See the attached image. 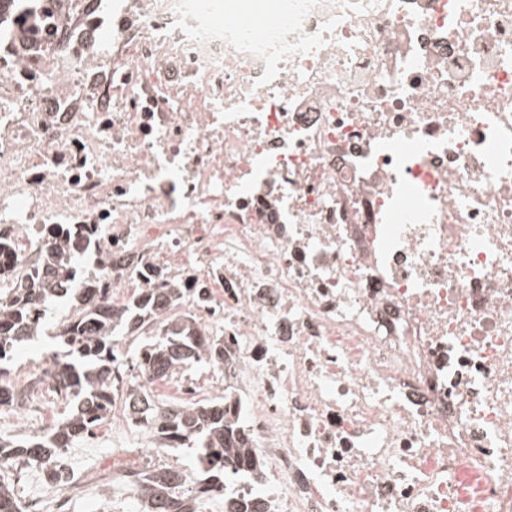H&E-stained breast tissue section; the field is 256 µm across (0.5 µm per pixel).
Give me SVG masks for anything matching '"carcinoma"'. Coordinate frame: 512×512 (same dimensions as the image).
<instances>
[{
	"label": "carcinoma",
	"mask_w": 512,
	"mask_h": 512,
	"mask_svg": "<svg viewBox=\"0 0 512 512\" xmlns=\"http://www.w3.org/2000/svg\"><path fill=\"white\" fill-rule=\"evenodd\" d=\"M57 234L43 245L42 262L57 267L59 272L73 266V260L56 242ZM16 300L0 305V363L10 361L17 345L42 334L43 317H32L31 308L46 304L51 289L33 287L13 289ZM99 288H60L58 293L74 298L72 309L76 324L66 323L62 335L66 354L55 357L36 382L21 389L14 383L0 386V405L25 402L38 384H49L65 393L75 403L73 413L49 432L23 440H0V469L38 468L48 483L59 492L73 484V474L63 462L64 450L87 431L103 422L112 409V376L122 368L113 337L130 336L151 327V341L142 345L136 356L140 370L155 378H166L197 363L212 367L224 362V341L205 339L184 318L180 321L162 318L159 308L173 303L180 295L178 288H144L133 302L112 307L111 301L96 308L84 305L86 295L99 294ZM129 416L148 427L149 434L168 448L193 444L216 451L215 466L196 475L194 486H188L186 473L177 466L150 465L128 476L140 490L144 512H196L197 501L224 481V461L251 471L258 470L259 458L244 440L241 423L224 411V403L199 406L161 408L152 399L132 389L127 396ZM0 512H22L15 485L0 475Z\"/></svg>",
	"instance_id": "1"
}]
</instances>
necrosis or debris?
Masks as SVG:
<instances>
[{
  "mask_svg": "<svg viewBox=\"0 0 512 512\" xmlns=\"http://www.w3.org/2000/svg\"><path fill=\"white\" fill-rule=\"evenodd\" d=\"M0 0V278L50 229L224 340L260 512H512V0ZM190 395L189 379L128 388Z\"/></svg>",
  "mask_w": 512,
  "mask_h": 512,
  "instance_id": "1",
  "label": "necrosis or debris"
}]
</instances>
